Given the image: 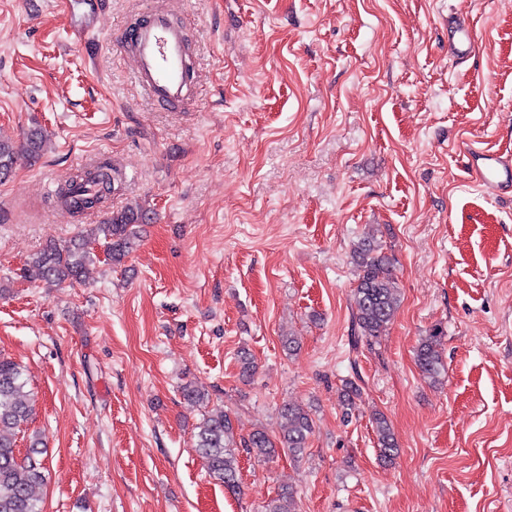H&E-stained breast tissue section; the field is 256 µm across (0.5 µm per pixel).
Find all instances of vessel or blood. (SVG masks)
Masks as SVG:
<instances>
[{
  "label": "vessel or blood",
  "mask_w": 512,
  "mask_h": 512,
  "mask_svg": "<svg viewBox=\"0 0 512 512\" xmlns=\"http://www.w3.org/2000/svg\"><path fill=\"white\" fill-rule=\"evenodd\" d=\"M118 47L132 58L131 79L152 103L173 112L196 105L197 58L189 48L185 26L163 0H155L144 11L141 22L122 36ZM474 48L475 31L468 13L449 18V57L467 58ZM466 157L484 189L512 193L511 154L472 147Z\"/></svg>",
  "instance_id": "b4317fda"
}]
</instances>
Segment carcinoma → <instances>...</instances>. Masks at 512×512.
Listing matches in <instances>:
<instances>
[{
  "label": "carcinoma",
  "instance_id": "obj_1",
  "mask_svg": "<svg viewBox=\"0 0 512 512\" xmlns=\"http://www.w3.org/2000/svg\"><path fill=\"white\" fill-rule=\"evenodd\" d=\"M47 134L41 128L30 130L22 142L15 144L0 139V180L10 176L17 162L24 158L35 161L45 151ZM99 187L81 200L72 199L75 187L84 180L78 173L62 185L60 198L65 205L84 213L93 209L112 192L115 180L111 167L98 166ZM140 208L128 205L112 214L104 224H95L78 238L64 246L49 244L26 262L24 274L34 280L60 283L80 281L87 264L93 260L91 244L103 242L108 260L119 265L132 249L137 225L143 223ZM352 257L358 270L357 286L353 292V319L358 335L376 339L384 334L399 303V288L393 259L383 252L373 237H364L354 244ZM443 330L435 328L423 337L416 349V363L424 378L436 383L444 371L441 355ZM30 391L20 364L0 354V512H42L34 496V488L46 480L43 438L35 433L29 448L21 453L16 436L32 418ZM277 439L263 429L245 436L234 437L230 415L222 410L205 414L196 425L194 448L203 460L209 477L224 485L231 493L239 490L236 448L243 447L259 459H272L283 452L292 457L303 454L308 438L314 432V422L307 409L294 403H283ZM380 459L387 462L398 451L397 441L387 418L374 417ZM265 512H297L295 492L283 488L271 498Z\"/></svg>",
  "mask_w": 512,
  "mask_h": 512
}]
</instances>
